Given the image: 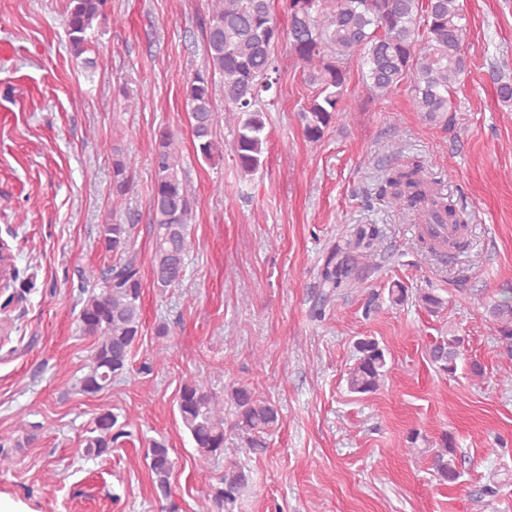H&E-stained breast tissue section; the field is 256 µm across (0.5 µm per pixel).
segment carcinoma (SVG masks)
Masks as SVG:
<instances>
[{"label":"carcinoma","instance_id":"1","mask_svg":"<svg viewBox=\"0 0 512 512\" xmlns=\"http://www.w3.org/2000/svg\"><path fill=\"white\" fill-rule=\"evenodd\" d=\"M108 0H67V35L74 58L92 65L88 31L94 21L106 18ZM288 28L282 29L271 0H211L203 22L207 65L188 80L185 100L189 107L193 146L197 160L213 163L222 157L214 138L217 108L213 78L220 76L224 88V123L232 135V153L243 176H252L265 164L268 143L265 112L273 105L268 93L277 84L279 68L275 45L288 39L289 52L302 67L305 82L314 94L299 110L304 137L317 142L333 123L348 122L345 97L348 76L355 55L366 67L364 85L369 93L385 99L399 86L411 83L413 109L429 122L446 123L456 111V86L468 68L464 49L468 20L459 0H282ZM155 181L152 193L153 282L164 292L181 285L192 248L189 224L192 201L181 171V155L175 135L162 129L155 134L153 153ZM135 158L119 147L112 154L111 206L122 205L129 193ZM398 210L416 213L422 221L434 214L438 223L449 224L454 238L467 222L456 205L441 196L424 177L422 165L413 160L391 168L378 188ZM133 225L105 221L97 225V241L112 264L96 282L83 287L86 297L77 317L78 330L92 339L85 371L74 389L96 395L112 388V382L131 371V355L143 335L142 274L136 254L131 251ZM379 238L374 226L361 229L355 248L369 249ZM353 251L338 248L328 254L321 269L324 288H345L356 277L357 258ZM415 302L437 314L446 300L432 289L415 293ZM496 336L512 340V301H496L486 310ZM357 357L348 369L351 393L373 394L388 372L386 346L363 336L354 343ZM460 337L455 331L441 336L430 346L429 358L435 370L454 377L461 359ZM233 407L232 420L224 418V402ZM176 409L198 455L203 459L224 456L227 435L240 443V451L260 454L268 438L280 427V411L253 384L236 383L227 398L218 396L208 380L193 376L182 380ZM133 418L110 410L100 412L90 435L76 452L85 457L112 453L132 437ZM42 428L39 423L19 417L16 435L0 436V464L9 461L11 449L28 446ZM456 443L444 432L430 457V469L442 485L461 477L456 462ZM155 497L167 500L172 493L174 460L164 440L150 442L145 453ZM250 471L236 460L224 463V474L209 487L206 512H231L241 493L249 486Z\"/></svg>","mask_w":512,"mask_h":512}]
</instances>
